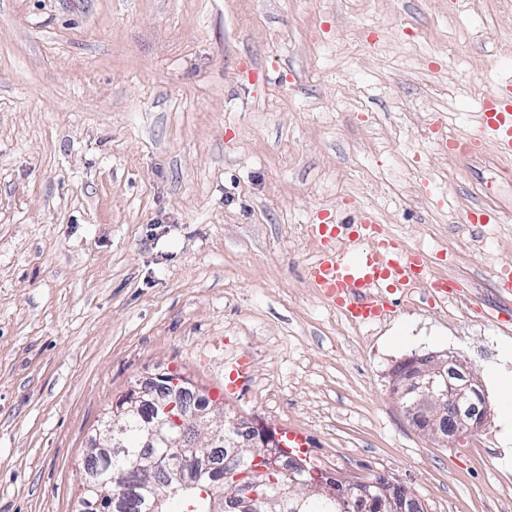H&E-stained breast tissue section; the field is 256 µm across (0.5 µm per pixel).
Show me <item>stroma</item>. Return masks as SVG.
Returning <instances> with one entry per match:
<instances>
[{
    "mask_svg": "<svg viewBox=\"0 0 512 512\" xmlns=\"http://www.w3.org/2000/svg\"><path fill=\"white\" fill-rule=\"evenodd\" d=\"M508 57L512 0H0V512H75L104 408L164 371L343 480L512 512L493 391L481 436L441 442L389 389L445 351L484 380L512 333L507 162L433 143ZM478 203L500 223H462ZM359 212L446 303L355 324L318 295L307 227Z\"/></svg>",
    "mask_w": 512,
    "mask_h": 512,
    "instance_id": "1",
    "label": "stroma"
}]
</instances>
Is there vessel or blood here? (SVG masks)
Returning <instances> with one entry per match:
<instances>
[{"instance_id":"b4317fda","label":"vessel or blood","mask_w":512,"mask_h":512,"mask_svg":"<svg viewBox=\"0 0 512 512\" xmlns=\"http://www.w3.org/2000/svg\"><path fill=\"white\" fill-rule=\"evenodd\" d=\"M488 141L497 147L500 156L512 159L511 81L488 95L475 129L459 140L439 137L436 145L441 151L452 152ZM346 230L353 235L355 245L350 252L341 253L334 243ZM309 233L321 247L318 260L308 269L313 287L357 321L379 315L382 301L377 291L381 288L402 296L407 288L417 285L428 288L434 300L448 295L446 283L430 280L431 265L423 254L403 249L396 238L368 217H359L347 228L313 224Z\"/></svg>"}]
</instances>
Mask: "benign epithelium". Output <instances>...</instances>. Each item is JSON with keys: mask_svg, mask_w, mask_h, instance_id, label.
Segmentation results:
<instances>
[{"mask_svg": "<svg viewBox=\"0 0 512 512\" xmlns=\"http://www.w3.org/2000/svg\"><path fill=\"white\" fill-rule=\"evenodd\" d=\"M459 361L448 354L409 358L392 378V392L401 408L417 427L440 441L460 437L481 427L487 412L485 398L474 378L457 369ZM205 400L202 391L188 377L169 378L159 374L150 383L130 386L112 404L103 426L91 440L88 455L99 457L100 468L83 476V490L76 512H112L121 507L124 491L136 487L146 501L147 512H165L167 502L181 492L198 488L210 495L213 512H262L268 499L254 481L236 485L224 493V457L218 448H206L203 455L188 457L185 451L198 448L195 429L200 417L212 420L223 411L217 407L198 409L195 397ZM149 410V419L140 426L144 451L134 470L112 475L105 466L112 454L122 451L125 428L121 421L131 411ZM238 437L235 446L251 452L252 466L264 474L272 464L289 474L297 472L295 461H285L282 433L262 423L245 426L235 418H224V426L211 431L207 444L223 439V432ZM290 499L301 508L307 498L321 495L344 505L350 512H369L373 505L370 490L359 485H339L331 474L310 480H293ZM391 512H419V500L395 487L389 497Z\"/></svg>", "mask_w": 512, "mask_h": 512, "instance_id": "obj_1", "label": "benign epithelium"}]
</instances>
